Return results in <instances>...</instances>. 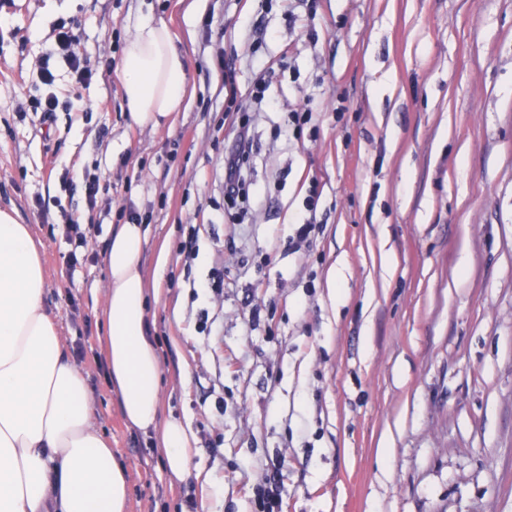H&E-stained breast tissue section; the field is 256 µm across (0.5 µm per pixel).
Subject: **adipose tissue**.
<instances>
[{"label": "adipose tissue", "instance_id": "ef3b65f1", "mask_svg": "<svg viewBox=\"0 0 512 512\" xmlns=\"http://www.w3.org/2000/svg\"><path fill=\"white\" fill-rule=\"evenodd\" d=\"M119 79L127 116L159 127L187 94L182 55L164 22L140 20ZM145 228L113 227L104 283L103 339L126 423L154 437L171 480L190 468L192 437L163 417L161 365L149 335ZM46 273L28 225L0 209V512H129L126 467L95 421L84 373L43 304Z\"/></svg>", "mask_w": 512, "mask_h": 512}]
</instances>
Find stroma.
<instances>
[{
    "mask_svg": "<svg viewBox=\"0 0 512 512\" xmlns=\"http://www.w3.org/2000/svg\"><path fill=\"white\" fill-rule=\"evenodd\" d=\"M196 4L0 0V208L40 248L45 309L128 471L129 512H257L269 476L282 512H512V0ZM145 16L189 81L157 128L129 121L115 73ZM61 25L113 75L77 88L48 56ZM45 57L55 82L37 90ZM303 106L311 124L286 134ZM242 119L259 152L232 207L221 158ZM93 174L111 188L91 210L62 182ZM130 208L150 217L163 413L192 436L178 483L124 422L102 346L108 243ZM311 211L320 229L297 241ZM75 212L102 229L71 274L59 225Z\"/></svg>",
    "mask_w": 512,
    "mask_h": 512,
    "instance_id": "obj_1",
    "label": "stroma"
}]
</instances>
